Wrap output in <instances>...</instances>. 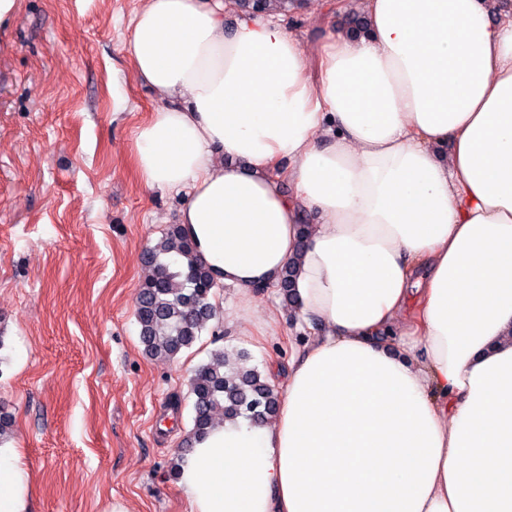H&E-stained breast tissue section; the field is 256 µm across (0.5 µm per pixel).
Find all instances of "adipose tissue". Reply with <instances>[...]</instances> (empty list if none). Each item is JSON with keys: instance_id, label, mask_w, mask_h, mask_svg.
Masks as SVG:
<instances>
[{"instance_id": "ef3b65f1", "label": "adipose tissue", "mask_w": 512, "mask_h": 512, "mask_svg": "<svg viewBox=\"0 0 512 512\" xmlns=\"http://www.w3.org/2000/svg\"><path fill=\"white\" fill-rule=\"evenodd\" d=\"M226 6L141 0L133 162L244 299L295 263L308 330L273 421L184 459L188 512H512V11L360 0L366 36L313 69L274 14ZM0 512H28L8 447Z\"/></svg>"}]
</instances>
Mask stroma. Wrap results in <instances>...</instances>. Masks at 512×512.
I'll use <instances>...</instances> for the list:
<instances>
[{
	"mask_svg": "<svg viewBox=\"0 0 512 512\" xmlns=\"http://www.w3.org/2000/svg\"><path fill=\"white\" fill-rule=\"evenodd\" d=\"M139 5L18 0L0 26V407L29 512H188L169 470L192 426V372L216 348L266 371L299 333L267 288L245 321L261 341L218 320L177 360L142 353L143 256L182 198L145 188L132 161L156 107L122 50ZM359 15L355 0H304L283 22L311 49Z\"/></svg>",
	"mask_w": 512,
	"mask_h": 512,
	"instance_id": "35a3bbf8",
	"label": "stroma"
}]
</instances>
